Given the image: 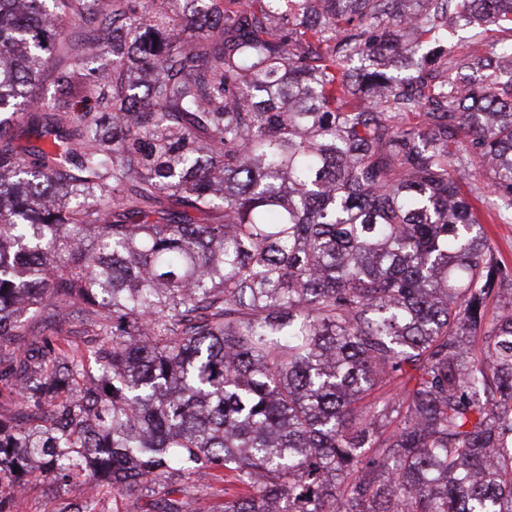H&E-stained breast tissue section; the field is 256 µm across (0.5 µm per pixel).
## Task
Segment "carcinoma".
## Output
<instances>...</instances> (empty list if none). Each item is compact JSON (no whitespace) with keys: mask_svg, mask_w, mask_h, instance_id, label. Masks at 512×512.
<instances>
[{"mask_svg":"<svg viewBox=\"0 0 512 512\" xmlns=\"http://www.w3.org/2000/svg\"><path fill=\"white\" fill-rule=\"evenodd\" d=\"M170 3L0 0V512H512V0ZM479 208L484 226L487 229L499 255L509 264H512V223H494L490 218V212L486 207L476 202ZM99 484V487H98ZM99 489V507L102 512H136L130 510V502L123 497L112 495V487L99 483L96 475L86 471L83 476L68 485L58 486L49 479L27 486L22 493L21 512H57L62 502L81 499L88 487Z\"/></svg>","mask_w":512,"mask_h":512,"instance_id":"1","label":"carcinoma"}]
</instances>
